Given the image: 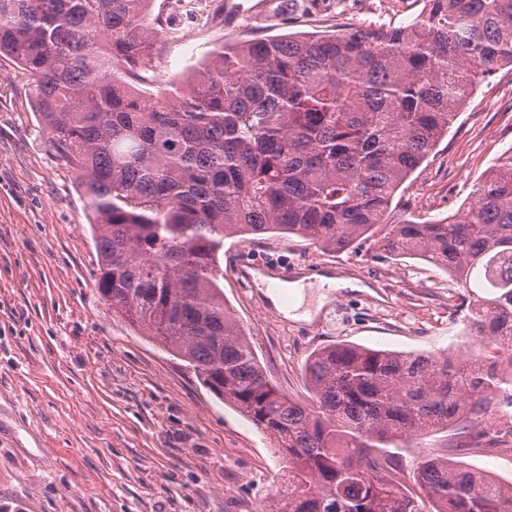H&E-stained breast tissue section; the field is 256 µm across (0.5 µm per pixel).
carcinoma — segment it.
I'll use <instances>...</instances> for the list:
<instances>
[{
	"label": "carcinoma",
	"instance_id": "cac0c4a2",
	"mask_svg": "<svg viewBox=\"0 0 512 512\" xmlns=\"http://www.w3.org/2000/svg\"><path fill=\"white\" fill-rule=\"evenodd\" d=\"M154 0H0V57L26 71L52 153L76 174L112 311L188 362L288 462L275 512H512L501 481L399 450L457 428L497 433L512 404V153L460 216L393 224L395 256L487 294L480 360L336 344L305 364L310 402L268 378L224 304V239L281 234L341 251L374 235L485 77L512 66V0H425L409 22L221 47L147 107Z\"/></svg>",
	"mask_w": 512,
	"mask_h": 512
}]
</instances>
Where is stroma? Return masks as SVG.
<instances>
[{
	"label": "stroma",
	"mask_w": 512,
	"mask_h": 512,
	"mask_svg": "<svg viewBox=\"0 0 512 512\" xmlns=\"http://www.w3.org/2000/svg\"><path fill=\"white\" fill-rule=\"evenodd\" d=\"M262 0L219 28H173L150 66L148 96L184 81L222 45L297 32L333 33L419 16L424 0ZM512 151V68L488 77L405 181L387 223L465 209L479 179ZM74 172L58 161L34 109L29 75L0 57V512H274L284 462L275 441L216 398L194 370L113 314L95 286L98 255ZM282 252L292 276L323 295L311 320L271 311L261 283L234 266ZM224 300L262 365L304 401V365L317 348L349 342L400 352L456 353L473 300L447 273L393 258L375 241L331 252L267 234L224 241ZM356 289L317 285L318 274ZM512 479L498 449L414 440L412 473L434 454Z\"/></svg>",
	"instance_id": "35a3bbf8"
}]
</instances>
